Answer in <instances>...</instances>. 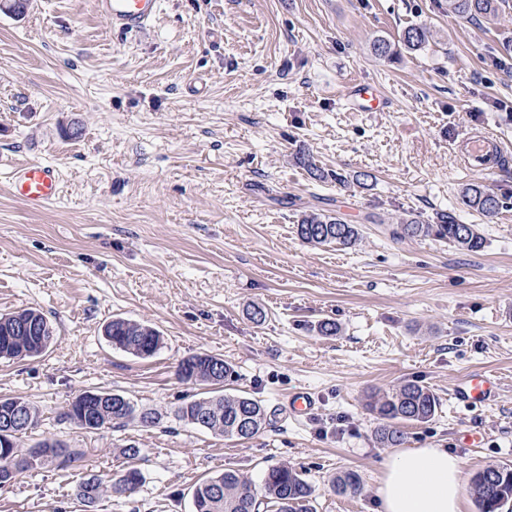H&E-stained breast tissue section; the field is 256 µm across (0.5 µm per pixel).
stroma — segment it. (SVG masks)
<instances>
[{
	"label": "stroma",
	"mask_w": 512,
	"mask_h": 512,
	"mask_svg": "<svg viewBox=\"0 0 512 512\" xmlns=\"http://www.w3.org/2000/svg\"><path fill=\"white\" fill-rule=\"evenodd\" d=\"M497 3L467 19L448 0H163L138 35L113 31L91 0L0 9V157L55 164L62 186L35 211L0 167V314L34 308L56 330L41 356L0 359V397L40 412L19 450L52 434L79 453L1 487L0 512H192L202 479L233 470L257 484L279 464L311 485L314 512H379L390 449L365 403L408 382L440 406L403 424L404 447L448 449L468 479L512 466V158L491 173L451 151L481 129L512 150V112L493 106L512 101V0ZM415 25L428 45L399 48ZM379 39L397 53L377 55ZM354 80L378 82L388 108L351 111L341 90ZM470 183L504 208L464 206ZM441 210L478 225L484 247L390 234ZM311 213L340 214L359 241L303 244L296 226ZM255 303L264 321L250 318ZM116 317L158 329L162 348L147 359L112 349L103 329ZM326 319L336 335L319 333ZM203 353L232 365L228 392L265 404L272 421L257 438L179 420L198 389L178 365ZM485 372L501 380L496 400L458 404L456 385ZM300 389L316 407L294 419L286 403ZM85 390L122 394L161 422H61ZM469 429L481 447L458 446ZM130 443L141 485L87 510L78 485L119 473ZM348 471L361 493L336 494Z\"/></svg>",
	"instance_id": "stroma-1"
}]
</instances>
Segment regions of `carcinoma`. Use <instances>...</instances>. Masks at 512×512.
I'll return each instance as SVG.
<instances>
[{
	"instance_id": "cac0c4a2",
	"label": "carcinoma",
	"mask_w": 512,
	"mask_h": 512,
	"mask_svg": "<svg viewBox=\"0 0 512 512\" xmlns=\"http://www.w3.org/2000/svg\"><path fill=\"white\" fill-rule=\"evenodd\" d=\"M450 6L459 15L474 18L490 13L494 3L493 0H450ZM428 41L429 30L425 26H411L402 37L404 47L410 51L425 47ZM461 201L486 216L496 215L503 206L502 199L484 184L467 185L461 193ZM296 233L302 242L312 246L348 247L359 240L357 225L347 223L338 214L306 215L297 224ZM391 235L397 239L430 237L471 252L480 250L484 244L478 225L463 224L454 213L445 211L436 214L432 224L413 218L403 221L392 228ZM104 336L113 348L143 359L153 356L163 344V337L155 328L123 318L110 321L104 328ZM53 337V325L36 309L25 308L0 316V358L37 357L50 347ZM178 375L186 383L217 386L232 375V367L220 357L196 354L181 361ZM366 410L378 421L376 439L383 445L397 447L403 441L400 424L430 421L438 410V400L427 387L408 382L392 393L370 397ZM178 417L217 436L236 440L252 439L269 425L266 407L245 394H221L187 401L179 407ZM63 418L92 430L122 426L135 418L146 427L160 420L156 411L139 412L125 396L105 391L79 393ZM73 456L61 441L45 438L21 457L12 435H0V488L31 468L56 462L65 464ZM141 482V472L128 468L112 478V493L130 495ZM472 485L478 512H501L512 502V467H488L475 475ZM333 487L341 494L361 492L360 479L353 472L336 477ZM101 488V480L91 476L80 483L77 495L92 505L100 497ZM262 491L263 499L259 500L248 477L228 470L195 486L193 512H258L260 507L268 512H312L311 486L286 464L267 469Z\"/></svg>"
}]
</instances>
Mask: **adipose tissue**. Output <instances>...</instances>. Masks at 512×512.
Here are the masks:
<instances>
[{
  "mask_svg": "<svg viewBox=\"0 0 512 512\" xmlns=\"http://www.w3.org/2000/svg\"><path fill=\"white\" fill-rule=\"evenodd\" d=\"M465 478L445 448H403L382 464L376 495L382 512H463Z\"/></svg>",
  "mask_w": 512,
  "mask_h": 512,
  "instance_id": "adipose-tissue-1",
  "label": "adipose tissue"
}]
</instances>
